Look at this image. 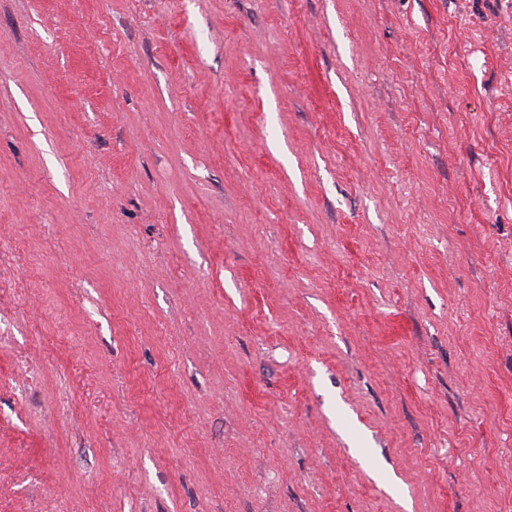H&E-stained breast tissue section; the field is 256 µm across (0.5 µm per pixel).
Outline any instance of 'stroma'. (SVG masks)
Masks as SVG:
<instances>
[{"label": "stroma", "mask_w": 512, "mask_h": 512, "mask_svg": "<svg viewBox=\"0 0 512 512\" xmlns=\"http://www.w3.org/2000/svg\"><path fill=\"white\" fill-rule=\"evenodd\" d=\"M0 512H512V0H0Z\"/></svg>", "instance_id": "obj_1"}]
</instances>
